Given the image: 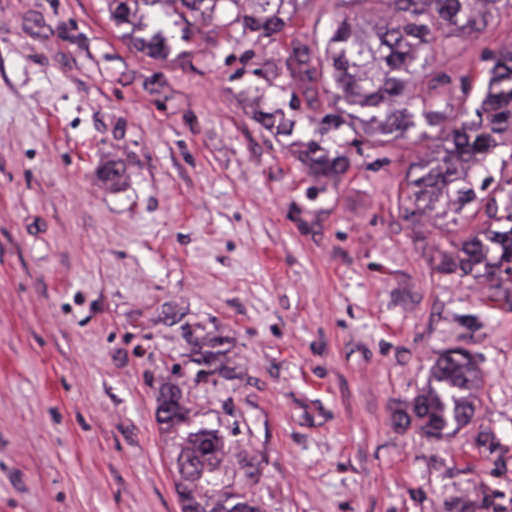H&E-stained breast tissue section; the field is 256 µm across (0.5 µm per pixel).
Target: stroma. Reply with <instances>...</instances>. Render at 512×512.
I'll return each mask as SVG.
<instances>
[{
  "label": "stroma",
  "mask_w": 512,
  "mask_h": 512,
  "mask_svg": "<svg viewBox=\"0 0 512 512\" xmlns=\"http://www.w3.org/2000/svg\"><path fill=\"white\" fill-rule=\"evenodd\" d=\"M335 12L306 0L252 57L231 24L157 60L107 0H0V512H181L156 388L208 333L228 371L191 406L257 450L266 512H512V282L449 270L399 208L430 140L352 147L333 187L252 117L307 111L285 47ZM508 41L510 7L448 75L480 84ZM445 350L483 373L448 441L397 416Z\"/></svg>",
  "instance_id": "35a3bbf8"
}]
</instances>
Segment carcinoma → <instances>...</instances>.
Wrapping results in <instances>:
<instances>
[{"instance_id": "obj_1", "label": "carcinoma", "mask_w": 512, "mask_h": 512, "mask_svg": "<svg viewBox=\"0 0 512 512\" xmlns=\"http://www.w3.org/2000/svg\"><path fill=\"white\" fill-rule=\"evenodd\" d=\"M112 23L128 25L124 36L151 55L172 53V40L189 42L199 25L225 16V3L234 8L232 22L257 37L272 38L297 16L298 0H107ZM379 0H336V16L324 40L322 54L298 44L292 58L307 81L291 88L310 102L318 94L313 73L328 71L336 84V99L346 107L317 115L302 112H256L254 118L275 134L290 137L295 131L311 133L297 156L308 174L333 186L357 165L347 146L365 139L381 147L408 137L414 118L438 130L437 142L427 156L404 176L405 199L411 203L406 218L429 215L435 224H457L467 218V207L482 201L481 193L494 181L481 180L473 168L490 155L512 149V51L501 54L486 70L483 99L469 112L465 89L448 95V74L428 66L448 63L453 40L474 34L499 18L512 0H386L391 20L383 26L370 22L368 4ZM160 6L178 33L150 30L146 10ZM504 193L497 223L459 247L448 241V263L464 275L501 279L494 268L512 264V190ZM224 340L205 336L193 342L192 362L205 365L210 375L224 377ZM480 370L471 360L444 351L434 360L426 384L411 404L409 419L431 437L450 438L467 426L475 412ZM157 410L163 430L175 447L177 488L181 512H265L253 491L258 470L252 448L225 447L220 427L195 420L188 407V391L174 381L159 384Z\"/></svg>"}]
</instances>
